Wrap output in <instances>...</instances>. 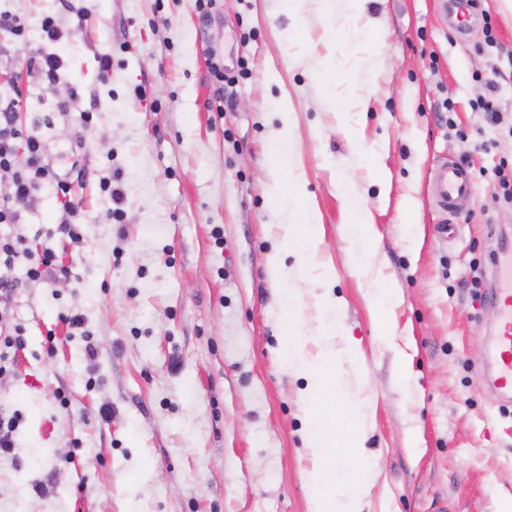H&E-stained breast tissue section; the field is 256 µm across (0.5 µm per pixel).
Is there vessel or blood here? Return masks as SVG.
<instances>
[{"instance_id":"b4317fda","label":"vessel or blood","mask_w":512,"mask_h":512,"mask_svg":"<svg viewBox=\"0 0 512 512\" xmlns=\"http://www.w3.org/2000/svg\"><path fill=\"white\" fill-rule=\"evenodd\" d=\"M473 186L466 169L444 164L438 171L436 202L447 210L469 201ZM488 299L496 310L489 330V353L485 361V381L500 398L502 406H512V244L494 249Z\"/></svg>"}]
</instances>
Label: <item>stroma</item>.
Segmentation results:
<instances>
[{
	"mask_svg": "<svg viewBox=\"0 0 512 512\" xmlns=\"http://www.w3.org/2000/svg\"><path fill=\"white\" fill-rule=\"evenodd\" d=\"M0 12L29 25L22 43L0 34V77L40 45L43 16L64 34L58 82L24 79L18 116L83 209L78 242L58 232L50 188L0 226L69 269L35 283L25 261L0 267L15 285L0 334L25 329L0 376V415L19 418L0 512H309L305 381L279 350L284 284L329 294L325 321L361 344L337 386L361 413L365 512L512 501V436L490 431L499 401L482 382L495 310L471 288L490 278L489 228L512 237L495 175L512 163V0H474L463 24L443 0H217L206 20L197 0H0ZM283 98L328 287L305 260L287 258L284 284L268 266L290 218L267 195ZM87 109L93 125L76 130ZM445 162L473 176L458 211L434 199ZM115 172L112 223L99 181ZM354 209L371 238L352 233ZM385 281L398 301L383 338L368 299ZM70 312L83 326L63 323ZM100 189L103 194L107 195L115 208H109L106 212V218L110 221L115 220L120 222V218L122 215V209L120 205L124 200V193L122 189L117 185H112V177H104L99 182Z\"/></svg>",
	"mask_w": 512,
	"mask_h": 512,
	"instance_id": "35a3bbf8",
	"label": "stroma"
}]
</instances>
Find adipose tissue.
Here are the masks:
<instances>
[{
	"mask_svg": "<svg viewBox=\"0 0 512 512\" xmlns=\"http://www.w3.org/2000/svg\"><path fill=\"white\" fill-rule=\"evenodd\" d=\"M306 196V183L301 175H294L289 181L273 180L270 186V197L277 207L285 204H297V221L293 224L281 225L278 249L271 256V269L277 279L288 277V270L283 257L293 254L302 257L306 262H315L321 246L318 215L302 204Z\"/></svg>",
	"mask_w": 512,
	"mask_h": 512,
	"instance_id": "obj_1",
	"label": "adipose tissue"
}]
</instances>
